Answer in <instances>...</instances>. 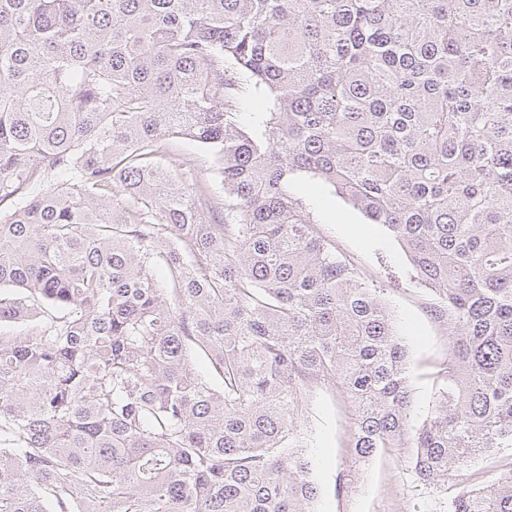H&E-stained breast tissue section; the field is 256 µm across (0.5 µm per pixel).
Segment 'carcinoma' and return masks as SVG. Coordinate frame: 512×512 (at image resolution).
Instances as JSON below:
<instances>
[{"mask_svg":"<svg viewBox=\"0 0 512 512\" xmlns=\"http://www.w3.org/2000/svg\"><path fill=\"white\" fill-rule=\"evenodd\" d=\"M297 173L440 297L417 427L407 347ZM2 324L0 512H315L314 382L355 456L410 448L424 484L512 448V0H0ZM449 512H512V470ZM169 146L183 155V168L188 177L190 175H196L201 169H205L211 165L212 158L203 148L177 138L170 139Z\"/></svg>","mask_w":512,"mask_h":512,"instance_id":"obj_1","label":"carcinoma"}]
</instances>
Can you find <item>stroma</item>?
<instances>
[{
  "instance_id": "1",
  "label": "stroma",
  "mask_w": 512,
  "mask_h": 512,
  "mask_svg": "<svg viewBox=\"0 0 512 512\" xmlns=\"http://www.w3.org/2000/svg\"><path fill=\"white\" fill-rule=\"evenodd\" d=\"M289 189L306 204L316 231L353 262L370 285L382 289L398 335L410 341V420L421 424L434 410L433 374L448 353L446 324L435 314L438 294L417 283L403 249L384 226L367 223L328 186L299 173ZM308 404L317 512H449L456 480L421 483L409 463L410 449L388 448L366 461L353 458L347 446L352 408L341 389L312 384Z\"/></svg>"
}]
</instances>
